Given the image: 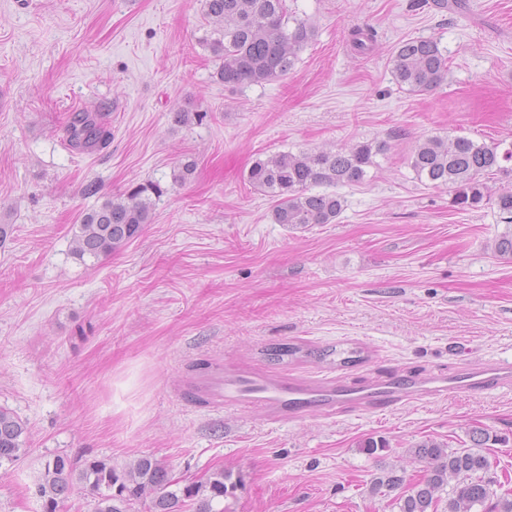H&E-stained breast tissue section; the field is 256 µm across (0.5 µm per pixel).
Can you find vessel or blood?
Returning a JSON list of instances; mask_svg holds the SVG:
<instances>
[{
	"label": "vessel or blood",
	"mask_w": 512,
	"mask_h": 512,
	"mask_svg": "<svg viewBox=\"0 0 512 512\" xmlns=\"http://www.w3.org/2000/svg\"><path fill=\"white\" fill-rule=\"evenodd\" d=\"M512 380V360H502L452 377L429 375L408 378L394 375L366 386L312 385L252 373H237L208 383L215 405L262 406L279 417L298 418L318 412L332 415L340 407L375 408L385 403L420 399L428 395L493 390Z\"/></svg>",
	"instance_id": "1"
}]
</instances>
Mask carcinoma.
I'll use <instances>...</instances> for the list:
<instances>
[{"label": "carcinoma", "instance_id": "cac0c4a2", "mask_svg": "<svg viewBox=\"0 0 512 512\" xmlns=\"http://www.w3.org/2000/svg\"><path fill=\"white\" fill-rule=\"evenodd\" d=\"M206 35L203 43L220 61L218 79L226 86L258 84L288 74L298 53L313 37L303 19L288 12L287 0H205ZM395 82L411 92L439 86L448 74V57L432 38L401 41L391 57ZM69 126L74 145L92 150L106 135L87 112L71 114ZM384 146L357 144L345 151L278 152L258 158L247 175L249 184L276 200L273 219L293 229L331 224L343 210L344 200L332 188L364 180L373 156ZM512 144L479 143L465 135L431 136L419 142L411 156L418 179L446 186L452 206L459 211L476 210L492 202L512 223V187L491 193L483 177L512 170ZM325 190H319V187ZM151 203L133 192L127 197L105 200L86 212L72 237V251L79 259L95 260L137 237L149 223ZM495 254L512 259V226L492 245ZM27 426L13 411L0 407V463L13 462L25 451ZM425 464L422 481L411 493L397 497L400 512H429L437 494L448 492V512H476L493 494L494 480L486 456L471 451H450L442 443L424 441L412 449ZM224 471L218 470L201 484H183L168 467L152 456L137 458L118 471L104 458L85 462L74 472L68 460L58 456L45 464L37 495L48 512H59L73 481L83 484L94 498L93 512H128L137 502H149L150 512H224L214 504L228 493ZM404 477L389 471L378 477L372 492L388 496L401 488ZM117 493H112V490Z\"/></svg>", "mask_w": 512, "mask_h": 512}]
</instances>
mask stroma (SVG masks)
Listing matches in <instances>:
<instances>
[{"label":"stroma","instance_id":"stroma-1","mask_svg":"<svg viewBox=\"0 0 512 512\" xmlns=\"http://www.w3.org/2000/svg\"><path fill=\"white\" fill-rule=\"evenodd\" d=\"M315 36L288 74L227 87L202 46L203 0H0V407L28 428L0 465V512H43L36 487L57 456L123 469L151 455L200 483L235 487L224 512H399L372 495L433 439L482 452L512 477V384L335 418L279 419L215 407L194 383L220 373L365 385L397 373L454 374L512 359V260L492 250L496 207L459 211L417 179L424 137L512 142V0H287ZM370 31L359 54L352 31ZM433 38L448 75L401 89L396 45ZM96 115L105 146L72 149L71 113ZM195 113L191 124L177 112ZM383 144L365 179L338 187L335 223H274L247 181L279 151ZM194 162L183 182L173 172ZM96 181L99 193L83 186ZM144 189L149 224L112 254L80 261L75 224L108 197ZM301 346L273 362L265 348ZM357 351L358 361L318 350ZM383 441L368 454L361 444Z\"/></svg>","mask_w":512,"mask_h":512}]
</instances>
